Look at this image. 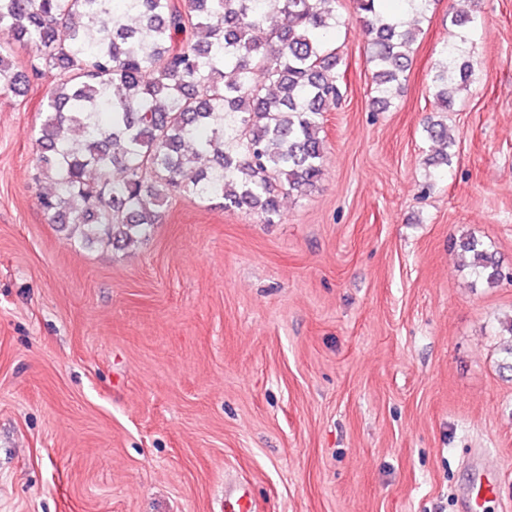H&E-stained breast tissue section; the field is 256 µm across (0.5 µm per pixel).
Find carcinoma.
<instances>
[{"instance_id":"obj_1","label":"carcinoma","mask_w":512,"mask_h":512,"mask_svg":"<svg viewBox=\"0 0 512 512\" xmlns=\"http://www.w3.org/2000/svg\"><path fill=\"white\" fill-rule=\"evenodd\" d=\"M0 0V96L18 94L28 72L54 73L36 145L38 197L52 224L81 242L134 245L179 193L224 208L281 219L280 195L301 196L323 174L326 107L345 77L335 38L348 18L336 0ZM383 0H354L368 39L372 101L390 107L406 78L409 50L436 0H402L407 18ZM448 0V23L473 18ZM458 32L431 77L436 111L467 86L474 64ZM31 47L26 66L15 46ZM424 131L445 149L448 128ZM472 274L488 284L505 274L484 243L461 242Z\"/></svg>"}]
</instances>
